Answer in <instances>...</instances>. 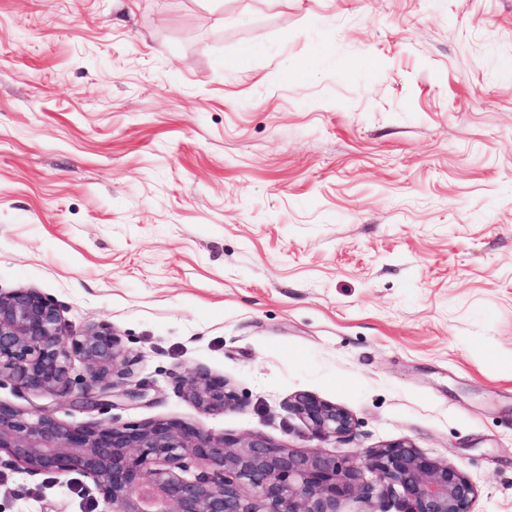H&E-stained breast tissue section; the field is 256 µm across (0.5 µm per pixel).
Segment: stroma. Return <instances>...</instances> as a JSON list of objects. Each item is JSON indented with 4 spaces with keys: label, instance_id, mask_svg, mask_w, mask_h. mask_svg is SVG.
I'll return each instance as SVG.
<instances>
[{
    "label": "stroma",
    "instance_id": "35a3bbf8",
    "mask_svg": "<svg viewBox=\"0 0 512 512\" xmlns=\"http://www.w3.org/2000/svg\"><path fill=\"white\" fill-rule=\"evenodd\" d=\"M292 69H284V62ZM111 326L181 420L358 461L410 441L512 512V0H0V290ZM204 369L238 393L205 414ZM310 393L354 419L315 435ZM0 467V512H103ZM178 391L203 413H224L240 407L239 398L223 377L200 369L177 380Z\"/></svg>",
    "mask_w": 512,
    "mask_h": 512
}]
</instances>
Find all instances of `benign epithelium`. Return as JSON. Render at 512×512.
<instances>
[{
	"instance_id": "benign-epithelium-1",
	"label": "benign epithelium",
	"mask_w": 512,
	"mask_h": 512,
	"mask_svg": "<svg viewBox=\"0 0 512 512\" xmlns=\"http://www.w3.org/2000/svg\"><path fill=\"white\" fill-rule=\"evenodd\" d=\"M86 374L73 376L72 359ZM131 360L107 325L70 334L60 310L31 289L0 291V383L19 390L72 397L81 408L136 401L141 386L118 393ZM178 391L203 413L240 407L222 377L196 369ZM291 411L319 436H348L353 418L343 407L299 394ZM0 464L29 475L91 479L113 512H337L354 498L360 512H386L402 493L403 512H472L473 482L456 466L400 440L342 463L321 452H300L260 435L214 434L178 420H101L64 424L45 411L26 413L0 402ZM205 470L190 475L198 464Z\"/></svg>"
}]
</instances>
